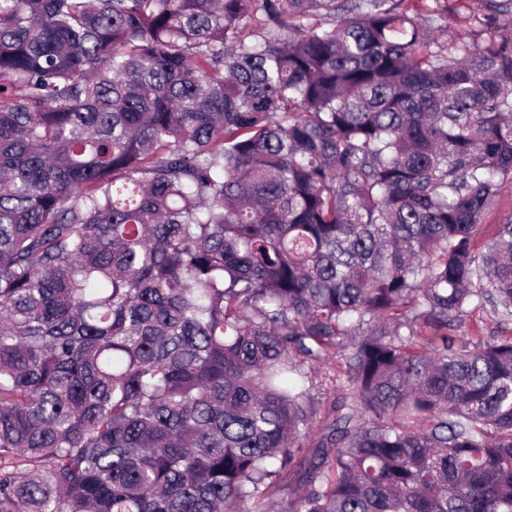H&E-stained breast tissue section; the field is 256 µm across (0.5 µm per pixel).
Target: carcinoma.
Listing matches in <instances>:
<instances>
[{"mask_svg":"<svg viewBox=\"0 0 512 512\" xmlns=\"http://www.w3.org/2000/svg\"><path fill=\"white\" fill-rule=\"evenodd\" d=\"M445 10L0 0V512H512V0ZM447 1L449 10H448V26L451 29H454L459 32H469L473 28V24L469 25L468 21H465L463 17L468 16L470 13H473V11L477 12V7L479 4H477L476 1L472 0H442ZM469 7V9L465 8ZM458 13V14H457ZM512 217V180L505 182L489 209L486 210L483 222L484 238L490 239L496 232V225L503 224ZM497 320L498 318L494 309L486 305L483 309L475 311L465 318V323L459 328L457 336L459 339L466 341L476 333L478 328L481 330L483 336H489V332L494 327ZM340 370L339 365L336 364V358L330 359L325 365L318 369V378L321 380L324 377L327 379L336 377ZM319 380H316L317 387L315 386L311 390V394L315 399V405L318 408V413L314 421L316 427L322 425L324 417L326 416L325 409L329 408L331 401L336 397L333 390H331L332 387H330V385H326L325 382L320 386L318 383Z\"/></svg>","mask_w":512,"mask_h":512,"instance_id":"cac0c4a2","label":"carcinoma"}]
</instances>
